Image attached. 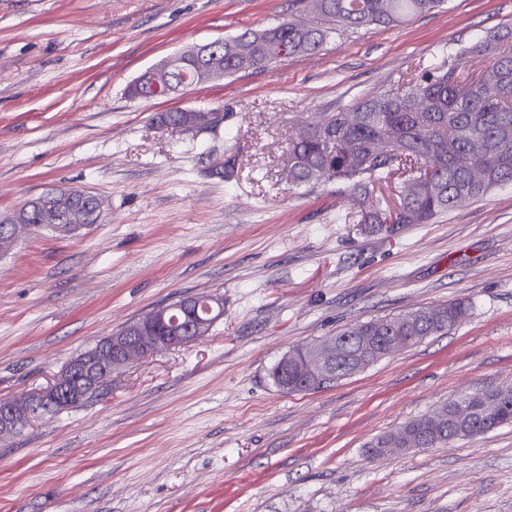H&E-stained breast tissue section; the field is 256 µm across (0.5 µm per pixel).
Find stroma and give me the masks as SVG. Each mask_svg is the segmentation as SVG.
Instances as JSON below:
<instances>
[{
  "label": "stroma",
  "instance_id": "obj_1",
  "mask_svg": "<svg viewBox=\"0 0 512 512\" xmlns=\"http://www.w3.org/2000/svg\"><path fill=\"white\" fill-rule=\"evenodd\" d=\"M295 16L293 0H0V214L68 187L104 204L102 223L32 230L0 256V401L179 297L224 301L207 336L0 438V512H512V426L364 450L512 386V185L370 234L350 223L345 186L298 188L284 170L301 124L512 25V0H448L396 27L329 32L263 71L128 94L168 57ZM174 109L224 119L157 128ZM457 298L465 322L353 377L285 394L269 376L295 345Z\"/></svg>",
  "mask_w": 512,
  "mask_h": 512
}]
</instances>
